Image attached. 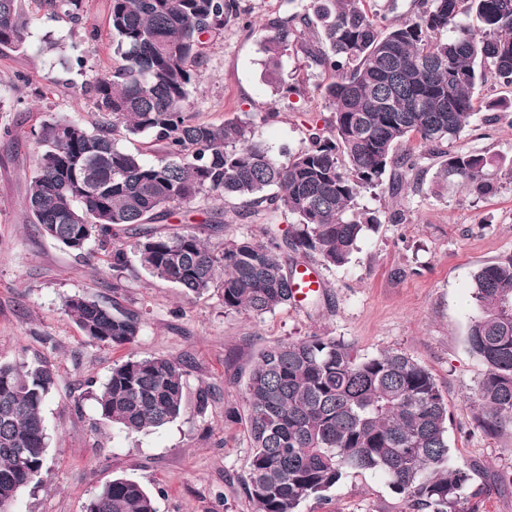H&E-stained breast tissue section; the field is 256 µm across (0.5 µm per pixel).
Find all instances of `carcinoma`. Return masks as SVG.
Returning <instances> with one entry per match:
<instances>
[{"mask_svg": "<svg viewBox=\"0 0 512 512\" xmlns=\"http://www.w3.org/2000/svg\"><path fill=\"white\" fill-rule=\"evenodd\" d=\"M48 15L80 20L83 0H39ZM253 25L244 0H110L112 68L89 84L99 120L89 130L51 117L33 131L41 148L26 210L39 231L82 255L95 239L112 246L121 274L134 255L151 276L201 295L223 290L224 309L254 316L293 303L297 266L285 253L347 265L365 232L380 223L359 204L390 174L392 189L428 156L442 162L432 190L457 182L478 196L497 191L491 160L450 153L477 111L474 89L487 77L512 86V0H310L302 12L259 21L263 65L283 97L285 56L336 80L321 88L330 112L309 128L307 147L283 162L253 141V119L221 124L188 113L202 82L207 42L231 24ZM27 35L22 0H0V48L19 51ZM148 134L147 161L120 141ZM204 197L223 202L206 219L218 231L264 211L297 219L288 236L228 240L217 249L195 227L167 224L172 211ZM154 224L144 231L141 226ZM132 232L130 248L112 245ZM468 343L485 371L476 397L488 436L512 428V259L474 276ZM66 315L92 342L137 341L144 320L116 300L70 297ZM186 371L165 357H130L93 392L101 418L146 433L181 417ZM57 385L40 361L0 363V512L45 473L49 437L42 410ZM249 466L244 491L255 512H300L324 500L349 472L381 475L411 512H479L463 468L448 465V403L434 377L402 351L360 356L330 336L265 347L245 387ZM85 512H157L139 482L116 476Z\"/></svg>", "mask_w": 512, "mask_h": 512, "instance_id": "obj_1", "label": "carcinoma"}]
</instances>
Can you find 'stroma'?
<instances>
[{
	"mask_svg": "<svg viewBox=\"0 0 512 512\" xmlns=\"http://www.w3.org/2000/svg\"><path fill=\"white\" fill-rule=\"evenodd\" d=\"M31 24L21 51L0 50V362L42 359L57 375V387L43 415L50 444L44 480L26 490L19 512H85L98 488L117 475L152 492L157 512H254L242 479L249 460L243 415L244 390L254 359L265 346L306 336H331L371 356L399 350L432 373L448 402V444L452 466L470 470L471 487L485 512H512V429L485 435L477 426L474 392L484 372L471 353L467 330L476 309L473 276L486 263L512 258V125L496 122L493 101L512 91L486 81L476 89L481 103L452 152H479L499 171L495 195L477 197L460 184L436 194L437 159H423L400 192L390 180L364 193L361 206L380 222L368 232L349 264L325 267L300 258L315 272L320 288L255 318L224 308L220 289L183 295L171 283L149 276L138 263L113 289L112 257L98 242L84 257L40 235L25 210L35 168L33 128L53 116L90 127L98 119L84 89L112 63L108 31L110 0H84L79 24L43 15L36 0H24ZM61 47L49 52L45 36ZM260 36L232 25L209 43L203 83L191 97L190 112L221 123L234 116L275 110V121H255L254 140L279 159L307 146L308 128L323 123L319 86L333 74L306 68L302 57L284 60L280 76L299 83L303 97L278 98L267 81ZM24 104L13 107L15 99ZM204 201L174 209L172 225L197 226L211 244L227 239L285 235L295 219L288 213H259L246 224L220 231L205 226ZM405 220L395 224L393 212ZM118 300L138 310L143 330L131 346L90 342L63 310L70 296ZM166 357L184 364L185 413L149 434H127L101 419L89 382H103L113 365L130 356ZM213 400L195 410L199 387ZM238 418L228 421L227 408ZM301 512H408L401 497L372 473H348L327 499L308 500Z\"/></svg>",
	"mask_w": 512,
	"mask_h": 512,
	"instance_id": "obj_1",
	"label": "stroma"
}]
</instances>
